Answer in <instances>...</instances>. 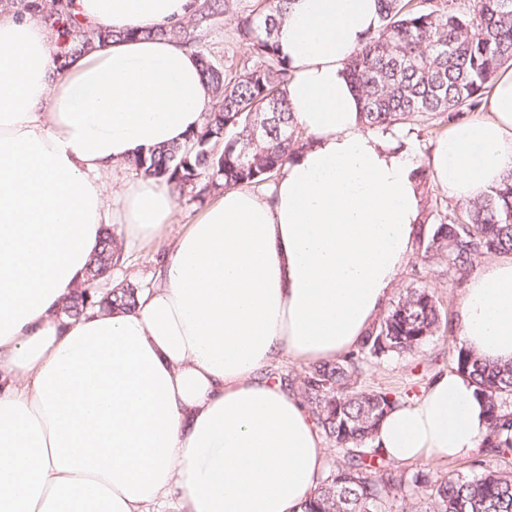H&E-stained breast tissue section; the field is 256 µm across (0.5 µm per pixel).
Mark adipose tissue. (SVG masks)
Instances as JSON below:
<instances>
[{
	"instance_id": "1",
	"label": "adipose tissue",
	"mask_w": 512,
	"mask_h": 512,
	"mask_svg": "<svg viewBox=\"0 0 512 512\" xmlns=\"http://www.w3.org/2000/svg\"><path fill=\"white\" fill-rule=\"evenodd\" d=\"M191 2L73 0L115 37L61 73L42 19L0 12V512H301L323 439L267 367L358 345L419 234L421 171L467 204L512 170V67L483 115L450 122L424 155L359 118L347 64L379 27L377 0H291L275 40L305 148L270 189H224L186 225L135 311L67 317L105 226L133 242L175 221L166 184L139 175L110 192L103 177L210 111L192 51L147 34ZM456 323L477 356L512 360V253L471 276ZM485 434L473 385L445 372L373 444L442 463Z\"/></svg>"
}]
</instances>
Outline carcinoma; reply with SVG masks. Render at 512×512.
Segmentation results:
<instances>
[{"label": "carcinoma", "mask_w": 512, "mask_h": 512, "mask_svg": "<svg viewBox=\"0 0 512 512\" xmlns=\"http://www.w3.org/2000/svg\"><path fill=\"white\" fill-rule=\"evenodd\" d=\"M378 2L381 25L347 67L366 129L391 133L430 125L445 112H473L499 70L512 66V0ZM286 3L252 0L236 7L234 0H194L186 19L144 32L193 51L213 106L185 142L136 153L128 160L131 169L165 183L178 199L274 182L305 141L285 97L288 63L274 40ZM29 7L57 35L60 58L114 37L101 24L78 20L68 0H32ZM230 12L237 42L248 50L233 67L205 48L211 31ZM434 214L438 222L419 239L420 258L445 267L450 280L464 276L481 256L512 252V171L464 210L437 201L429 212ZM122 259L117 237L105 230L63 313L76 317L96 305L136 310L135 285L121 282L102 295L96 291ZM441 328L434 293L407 288L355 351L296 377L297 393L315 426L336 449V459L301 512H512L511 360L482 359L460 342L449 347L452 370L471 380L486 407L488 432L471 472L397 469L373 445L380 423L403 396L363 384L364 367L413 354Z\"/></svg>", "instance_id": "carcinoma-1"}]
</instances>
